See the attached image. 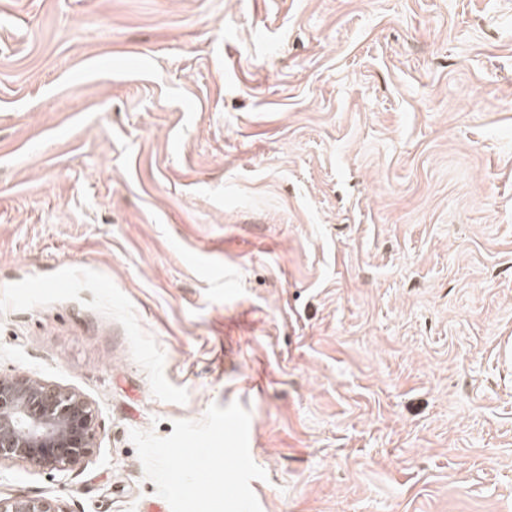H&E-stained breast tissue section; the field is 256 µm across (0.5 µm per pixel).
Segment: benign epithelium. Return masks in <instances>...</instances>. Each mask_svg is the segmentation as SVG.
Masks as SVG:
<instances>
[{
	"mask_svg": "<svg viewBox=\"0 0 512 512\" xmlns=\"http://www.w3.org/2000/svg\"><path fill=\"white\" fill-rule=\"evenodd\" d=\"M95 414L80 395L19 376H0V461L65 470L88 457ZM0 512H61L40 498H0Z\"/></svg>",
	"mask_w": 512,
	"mask_h": 512,
	"instance_id": "1",
	"label": "benign epithelium"
}]
</instances>
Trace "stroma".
Segmentation results:
<instances>
[{
  "label": "stroma",
  "mask_w": 512,
  "mask_h": 512,
  "mask_svg": "<svg viewBox=\"0 0 512 512\" xmlns=\"http://www.w3.org/2000/svg\"><path fill=\"white\" fill-rule=\"evenodd\" d=\"M0 375L96 415L4 498L237 401L262 512H512V0H0Z\"/></svg>",
  "instance_id": "obj_1"
}]
</instances>
